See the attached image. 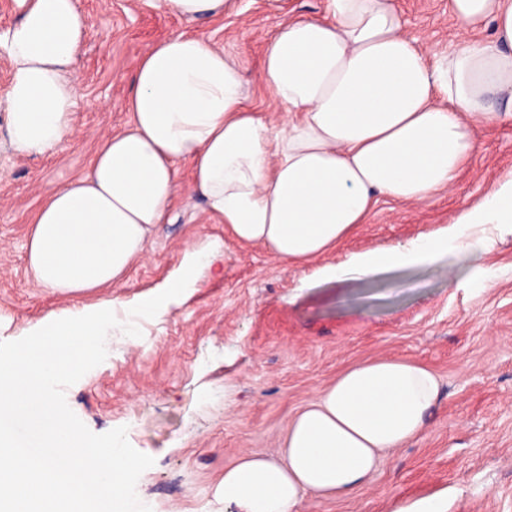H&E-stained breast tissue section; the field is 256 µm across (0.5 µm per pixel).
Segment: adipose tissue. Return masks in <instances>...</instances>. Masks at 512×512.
<instances>
[{"label":"adipose tissue","instance_id":"adipose-tissue-1","mask_svg":"<svg viewBox=\"0 0 512 512\" xmlns=\"http://www.w3.org/2000/svg\"><path fill=\"white\" fill-rule=\"evenodd\" d=\"M4 39L13 66L9 143L56 150L72 133L68 74L87 19L75 0H19ZM325 19L281 24L261 80L281 105L271 124L245 103L243 68L205 39L177 33L136 63L128 128L100 143L86 176L49 193L27 242L28 268L61 294L108 288L143 254L192 165L188 189L226 231L301 266L335 250L382 198L425 203L456 183L480 132L512 120V0H448L454 38L426 53L397 0H329ZM490 29L487 39L473 34ZM488 224H512V177L446 231L326 267L342 283L379 270L463 257L481 267ZM440 384L425 366L379 359L343 372L288 428L282 458L245 456L221 492L238 512H300L305 496L343 498L383 454L426 429Z\"/></svg>","mask_w":512,"mask_h":512}]
</instances>
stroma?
Returning <instances> with one entry per match:
<instances>
[{"label":"stroma","mask_w":512,"mask_h":512,"mask_svg":"<svg viewBox=\"0 0 512 512\" xmlns=\"http://www.w3.org/2000/svg\"><path fill=\"white\" fill-rule=\"evenodd\" d=\"M89 25L75 66L73 133L42 156L9 147L6 95L12 64L0 47V342L40 318L115 297L135 300L167 278L186 246L224 241V267L141 337L107 339L103 363L65 391L94 433L123 426L154 459L136 485L151 512H236L217 489L241 457L280 453L289 423L338 373L366 360L429 367L441 401L425 432L391 451L347 498L306 497L300 512H512V224L500 225L481 269L449 256L337 283L320 267L405 244L450 224L512 175V121L482 134L480 153L455 186L420 204L381 200L332 253L298 267L224 235L205 202L180 193L124 282L80 295L50 293L26 264L30 222L50 192L88 173L100 141L130 123L134 64L174 32L204 35L237 56L247 105L279 122L260 81L264 46L291 16L326 15L328 0H234L209 20L174 14L167 0H75ZM422 47L448 45V0H397Z\"/></svg>","instance_id":"obj_1"}]
</instances>
